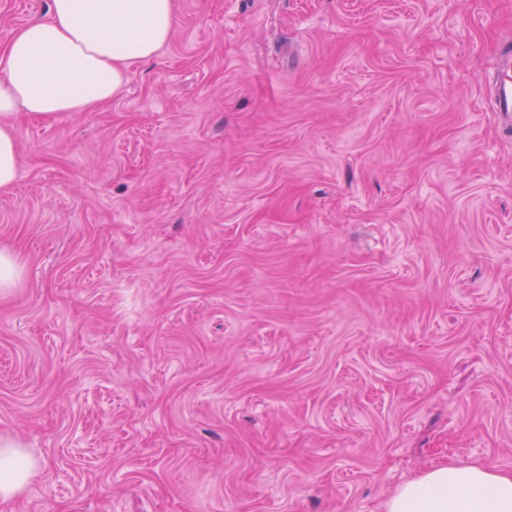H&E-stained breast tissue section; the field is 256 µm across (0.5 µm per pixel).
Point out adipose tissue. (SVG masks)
<instances>
[{
    "label": "adipose tissue",
    "mask_w": 512,
    "mask_h": 512,
    "mask_svg": "<svg viewBox=\"0 0 512 512\" xmlns=\"http://www.w3.org/2000/svg\"><path fill=\"white\" fill-rule=\"evenodd\" d=\"M176 0H51L47 18L13 29L0 46V192L18 176L12 117L91 112L112 101L133 64L169 43ZM35 474L20 444L0 439V502ZM384 512H512V471L484 463L434 465L399 485Z\"/></svg>",
    "instance_id": "obj_1"
}]
</instances>
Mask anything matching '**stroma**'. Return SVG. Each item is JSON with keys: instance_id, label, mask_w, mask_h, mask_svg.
<instances>
[{"instance_id": "1", "label": "stroma", "mask_w": 512, "mask_h": 512, "mask_svg": "<svg viewBox=\"0 0 512 512\" xmlns=\"http://www.w3.org/2000/svg\"><path fill=\"white\" fill-rule=\"evenodd\" d=\"M50 0H0V42ZM93 112L15 120L0 512H383L512 469V0H176ZM496 113L504 129L512 127V44L499 48L491 69L485 76ZM35 474V463L20 444L0 439V502L18 496Z\"/></svg>"}]
</instances>
